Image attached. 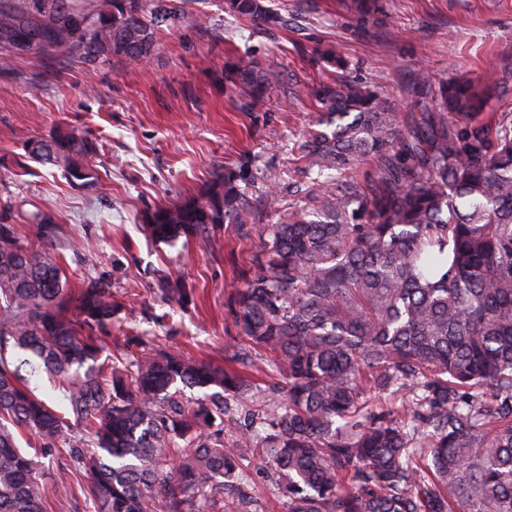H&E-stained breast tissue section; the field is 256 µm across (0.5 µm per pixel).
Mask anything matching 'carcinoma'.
<instances>
[{"label":"carcinoma","instance_id":"cac0c4a2","mask_svg":"<svg viewBox=\"0 0 512 512\" xmlns=\"http://www.w3.org/2000/svg\"><path fill=\"white\" fill-rule=\"evenodd\" d=\"M190 0H31L0 10V40L37 52L112 37L101 58L127 72L147 66L157 29L184 20ZM270 0H224L264 28L284 25ZM361 27L381 0H345ZM68 16L66 29H56ZM331 77L311 91L318 112L289 175L294 199L268 180L269 224L245 169L216 176L200 198L156 206L144 231L170 246L210 241L214 224L258 239L251 274L230 300L245 343L225 367L157 351L104 356L99 333L120 303L111 281L71 287L64 265L25 243L14 210L0 207V512H46L36 457L71 439L59 495L80 485L90 512H258L257 479L286 512H512V112L485 105L505 86L459 76L410 91L433 93L423 112L349 78L339 44L316 50ZM224 90L245 112L269 100L270 76L252 59L224 67ZM36 157L88 184L96 145L69 126ZM33 234L53 246L61 225L45 212ZM168 300L190 296L162 278ZM270 358L261 408L224 441V417L253 390L246 371ZM29 367L28 375L21 374ZM62 378L68 406L34 393L42 372ZM203 396H185V390ZM386 403L372 407L369 393ZM32 436L34 453L18 445Z\"/></svg>","mask_w":512,"mask_h":512}]
</instances>
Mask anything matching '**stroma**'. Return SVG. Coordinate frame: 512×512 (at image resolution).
Instances as JSON below:
<instances>
[{"instance_id":"stroma-1","label":"stroma","mask_w":512,"mask_h":512,"mask_svg":"<svg viewBox=\"0 0 512 512\" xmlns=\"http://www.w3.org/2000/svg\"><path fill=\"white\" fill-rule=\"evenodd\" d=\"M286 24L258 28L224 10V0H193L180 27L162 28L150 64L127 73L112 58L88 71L77 52L48 51L15 59L0 71V205L20 224L43 211L66 233L51 250L63 259L72 284L101 275L119 294L122 310L103 335L110 353L126 351L133 332L155 348H179L225 365L240 344L229 315L243 285L254 245L236 225L219 224L207 250L195 242L170 247L140 229L153 206L201 196L227 169L254 175L248 189L262 202L270 177L287 179L298 159L299 133L315 111L290 88L327 75L315 53L339 42L353 78L377 85L404 111L431 103L412 95L411 73L422 67L434 80L466 72L494 83L512 69V0H384L385 14L362 31L336 0H273ZM251 56L278 75L264 112H246L226 97L225 62ZM40 84L31 94L30 84ZM61 123L76 126L99 149L95 178L72 185L60 169L31 155L32 146ZM25 160L18 168L17 160ZM90 239L73 254L67 243ZM182 277L193 293L185 308H166L150 288L160 278ZM169 312L155 330L153 314Z\"/></svg>"}]
</instances>
